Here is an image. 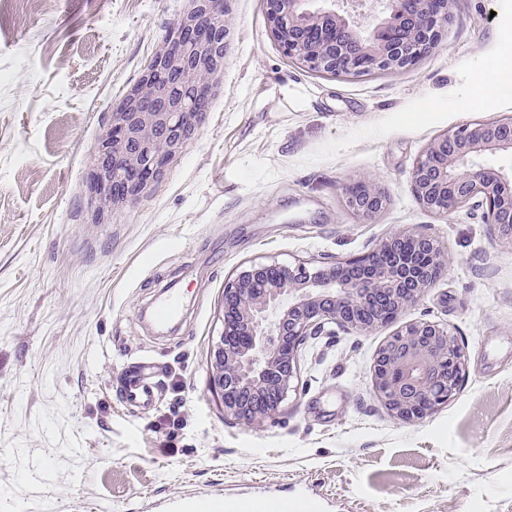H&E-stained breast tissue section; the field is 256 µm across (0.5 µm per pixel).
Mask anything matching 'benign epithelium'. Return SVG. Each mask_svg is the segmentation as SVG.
<instances>
[{"label":"benign epithelium","mask_w":512,"mask_h":512,"mask_svg":"<svg viewBox=\"0 0 512 512\" xmlns=\"http://www.w3.org/2000/svg\"><path fill=\"white\" fill-rule=\"evenodd\" d=\"M190 6L156 48L138 82L111 112L90 172L98 211L127 204L152 186L207 110L224 70L228 21L209 16L222 0ZM368 21L343 0H265L272 37L296 64L335 77L398 73L438 46L451 0H369ZM512 153V116L470 123L434 139L411 173L428 211L446 216L479 197L486 223L512 245V174L483 156ZM348 208L368 222L386 207L370 176L346 190ZM450 263L430 238L396 231L373 251L326 268L254 264L224 286L222 329L212 346L210 387L224 414L259 427L276 415L298 372V352L328 325L371 334L394 322ZM463 348L448 329L415 321L375 353L370 385L388 416L420 421L448 403L465 378Z\"/></svg>","instance_id":"obj_1"}]
</instances>
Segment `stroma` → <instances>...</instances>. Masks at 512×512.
<instances>
[{"label":"stroma","instance_id":"35a3bbf8","mask_svg":"<svg viewBox=\"0 0 512 512\" xmlns=\"http://www.w3.org/2000/svg\"><path fill=\"white\" fill-rule=\"evenodd\" d=\"M186 0H0V512H178L315 489L324 512H512V245L480 200L422 207L411 173L431 141L512 115V87L473 106L512 43V0H453L438 48L411 69L335 78L294 65L263 0H223L224 77L160 180L98 210L88 173L111 110L139 80ZM389 203L361 222L357 176ZM451 262L396 325L308 339L279 413L226 416L208 363L229 279L251 264L320 268L397 230ZM175 330L146 311L166 288ZM445 326L467 374L413 424L370 388L395 326ZM157 402L127 406L135 362Z\"/></svg>","mask_w":512,"mask_h":512}]
</instances>
